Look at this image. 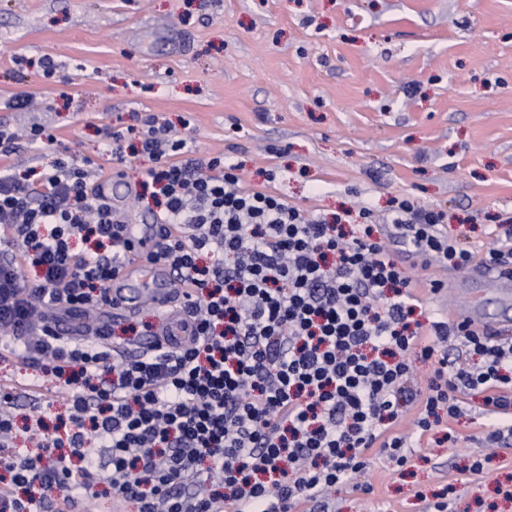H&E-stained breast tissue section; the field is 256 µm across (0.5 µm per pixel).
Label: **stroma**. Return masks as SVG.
<instances>
[{"label":"stroma","instance_id":"35a3bbf8","mask_svg":"<svg viewBox=\"0 0 512 512\" xmlns=\"http://www.w3.org/2000/svg\"><path fill=\"white\" fill-rule=\"evenodd\" d=\"M25 95L35 109L9 108ZM147 116L195 157L223 156L246 184L305 213L370 209L417 285V319L452 320L469 297L428 282L467 281L469 268L412 251L384 219L407 199L442 212L458 248H501L494 231L512 220V0H0V125L54 137L20 141L22 169L89 162L131 187L120 205L129 223H151L154 200L134 191L153 162L132 149ZM109 130L125 134L121 158ZM41 375L0 359L18 416ZM466 402L449 433L411 441L404 466L367 450L371 492L341 487L312 512H423L442 498L447 512H512L495 491L512 486V447L473 473L488 420L482 395Z\"/></svg>","mask_w":512,"mask_h":512}]
</instances>
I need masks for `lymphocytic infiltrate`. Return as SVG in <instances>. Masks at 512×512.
I'll return each mask as SVG.
<instances>
[{"label": "lymphocytic infiltrate", "mask_w": 512, "mask_h": 512, "mask_svg": "<svg viewBox=\"0 0 512 512\" xmlns=\"http://www.w3.org/2000/svg\"><path fill=\"white\" fill-rule=\"evenodd\" d=\"M189 150L167 127L141 134L155 165L140 187L161 196L157 217L176 229L151 258L192 292L180 345L144 343L134 356L102 349L113 334L105 322L95 340L53 332L108 307L134 248L111 197L64 158L34 180L0 167V335L11 356L71 391L64 435L35 413L42 452L20 456L8 451L14 388L0 384V470L10 475L0 512L37 502L71 512L72 489L95 498L101 484L138 512H295L361 479L370 448L405 465L410 440L464 414L475 392L494 419L486 442L512 440V342L438 319L413 324L418 298L370 210L358 224H329ZM386 221L449 267L475 259L443 232L442 213L404 200ZM77 236L88 250H75ZM451 339L481 365L449 359ZM417 358L433 368L423 388Z\"/></svg>", "instance_id": "obj_1"}]
</instances>
